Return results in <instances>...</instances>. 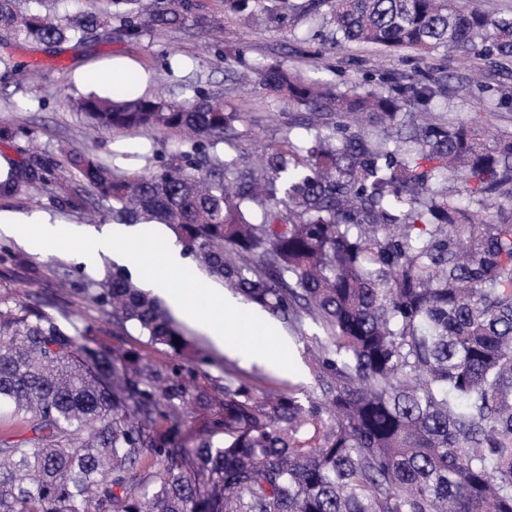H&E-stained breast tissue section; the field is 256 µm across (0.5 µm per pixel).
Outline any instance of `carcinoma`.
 I'll use <instances>...</instances> for the list:
<instances>
[{
	"label": "carcinoma",
	"mask_w": 512,
	"mask_h": 512,
	"mask_svg": "<svg viewBox=\"0 0 512 512\" xmlns=\"http://www.w3.org/2000/svg\"><path fill=\"white\" fill-rule=\"evenodd\" d=\"M0 0V30L82 41L182 27L196 0H109L123 11L69 18ZM250 21L303 18L336 48L440 51L512 60V16L460 0H224ZM259 85L301 109L288 135L248 163L219 148L238 120L217 94L181 103L122 88L74 100L95 129H172L178 151L148 176L72 152L65 174L28 146L24 178L53 184L114 224H163L210 277L326 345L311 388H258L224 372L198 381L205 351L157 298L114 267L86 289L112 325L168 360L92 343L22 289L0 296V409L32 433L0 435V512H512V130L441 121L448 82L387 74L340 87L282 64ZM512 106L483 72L458 86ZM203 413L188 432L185 410Z\"/></svg>",
	"instance_id": "1"
}]
</instances>
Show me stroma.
Returning <instances> with one entry per match:
<instances>
[{
  "label": "stroma",
  "mask_w": 512,
  "mask_h": 512,
  "mask_svg": "<svg viewBox=\"0 0 512 512\" xmlns=\"http://www.w3.org/2000/svg\"><path fill=\"white\" fill-rule=\"evenodd\" d=\"M197 3L199 15L206 19L214 14L223 15V26L213 28L207 23L201 26L190 20L183 27L147 33L137 40L100 31L85 41L58 47L0 36V56L28 66L21 81L0 68V127L30 131L39 153L49 157L61 170L66 168V155L72 150L89 152L106 161L116 151L174 152L179 140L165 129L90 136L85 117L72 108L71 98L85 92L75 81L79 69L124 58L144 70L149 76V88L169 100L182 101L181 86L188 82L221 95L226 105L235 107L241 114L235 124L236 134L225 149L247 160L258 146L277 141L285 134L295 111L286 99L267 95L255 87L254 69L258 63L281 61L304 80L333 84L358 82L383 72L399 79L422 67L432 76H446L452 88L467 76L472 66L471 61L443 52L421 60L409 49L390 52L373 45L352 43L336 50L314 38L306 21H299L292 28L285 24L248 26L235 15L225 13L224 0H197ZM225 50L232 51L233 56L223 62L218 54ZM476 113L494 128L512 129V110L497 108L487 96L449 98L447 106L435 110L434 115L445 121H464ZM0 212H36L62 227L79 224L94 231L112 225L109 216L102 213L93 216L88 211L57 203L49 192L36 199L23 192L1 196ZM83 275L97 279L102 277L103 269L86 266L81 255L42 249L21 236L0 237V286L12 280L23 282L30 296L52 314L62 308L81 310L88 322L99 325L98 342L115 344L111 324L104 322L103 312L80 290L79 278ZM176 323L211 356V364L204 367L211 378H222L224 368L228 367L248 376H266L301 388L310 384L306 359L321 342L312 322H305V334L301 337L283 323L274 325L291 351L296 365L292 372L268 362H252L242 354L223 353L194 323L181 316Z\"/></svg>",
  "instance_id": "stroma-1"
}]
</instances>
